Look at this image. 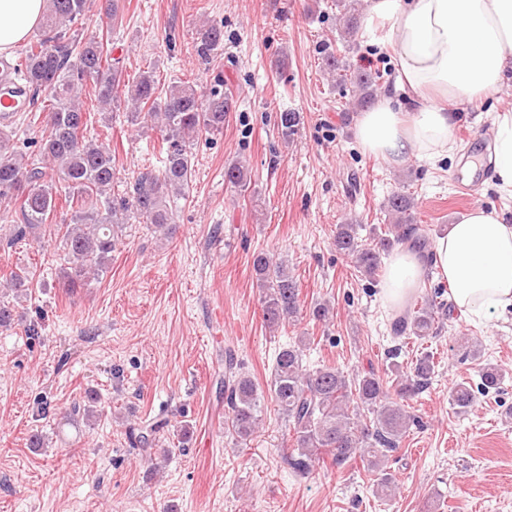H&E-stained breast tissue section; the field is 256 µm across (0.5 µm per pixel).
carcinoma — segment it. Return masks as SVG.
<instances>
[{"label":"carcinoma","instance_id":"carcinoma-1","mask_svg":"<svg viewBox=\"0 0 512 512\" xmlns=\"http://www.w3.org/2000/svg\"><path fill=\"white\" fill-rule=\"evenodd\" d=\"M337 6L343 9L342 33L351 38L358 29L355 8L343 2ZM87 10L88 0H46L42 28L16 61L17 71L33 95L44 94L43 102L48 104L37 156L23 163L15 152L12 132L0 129V201L22 199L19 216L7 209L0 212V222L14 225L13 240L48 224L58 196L76 204L71 223L54 228L68 257L63 287L72 295L107 272L112 252L123 236L127 213L165 238L176 236L179 225L173 223L172 203L186 199L193 181L191 146L200 136L224 129L233 103L230 92L213 91L206 96L190 82H174L162 90L153 69L141 71L124 94L134 121L159 131L166 159L159 174L138 177L128 196L112 197V151L87 137L81 94L84 86L91 85L97 106L112 110L118 107L119 89L125 80L119 61L111 57L103 38L82 42L67 36L70 26ZM222 44V30L205 26L199 32L197 53L207 61ZM326 65L336 75V84L355 89L358 107L375 100L383 73L353 70L333 53L328 54ZM299 121L297 112L281 113L283 138L294 135ZM224 181L240 193L247 191L248 166L240 160L229 164L224 168ZM413 208L411 194L394 191L388 199L394 223L386 225L376 242H362L356 225L341 224L336 229V250L350 258L357 271L377 280L383 254L405 243L426 247ZM253 267L262 292L263 321L274 331L300 313V291L284 262L259 253L253 258ZM7 283L17 295L25 296L34 287V273L20 268L10 273ZM443 306L441 301L425 299L396 324L394 332L399 337L429 340L437 335L438 309ZM433 370L431 355L419 358L411 371L395 374L390 394L381 375L373 371L350 377L334 366L305 368L303 347L298 343L278 352L265 395L230 361L225 376V429L240 444L251 440L262 422L268 395L293 432L292 449L284 454V460L294 472L308 474L318 464L340 469L358 458L377 473L376 492L389 497L394 493V479L384 468L385 461L397 452L415 421L406 410L407 400L428 384ZM474 401L472 386L461 383L453 388L451 403L457 410L466 411Z\"/></svg>","mask_w":512,"mask_h":512}]
</instances>
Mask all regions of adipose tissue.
<instances>
[{
    "instance_id": "1",
    "label": "adipose tissue",
    "mask_w": 512,
    "mask_h": 512,
    "mask_svg": "<svg viewBox=\"0 0 512 512\" xmlns=\"http://www.w3.org/2000/svg\"><path fill=\"white\" fill-rule=\"evenodd\" d=\"M367 2V37L392 56L399 86L361 114L355 140L393 167L411 158L437 164L454 152L447 103L478 102L512 74V0ZM44 9L45 0H0V54L26 39ZM492 164L497 187L511 191V115L497 121ZM429 271L447 282L449 304L471 321L512 311V225L503 213L476 207L427 255L394 251L381 288L386 306L401 311Z\"/></svg>"
}]
</instances>
